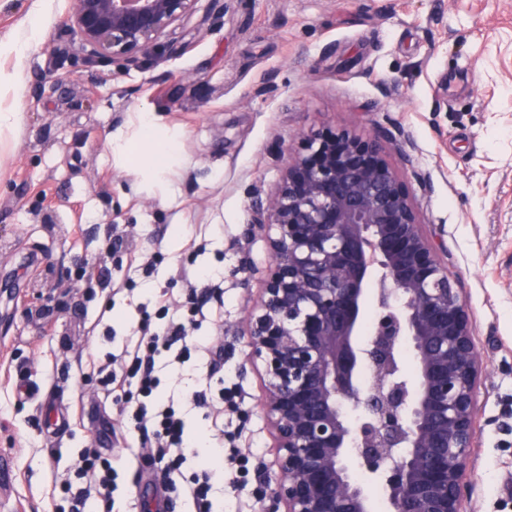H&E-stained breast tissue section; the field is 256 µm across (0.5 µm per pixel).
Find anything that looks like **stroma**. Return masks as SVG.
<instances>
[{"mask_svg": "<svg viewBox=\"0 0 512 512\" xmlns=\"http://www.w3.org/2000/svg\"><path fill=\"white\" fill-rule=\"evenodd\" d=\"M70 0H0V457L12 462L0 512H69L83 449L111 417L112 512H191L108 396L97 366L187 317L181 269L224 274V303L199 329L237 384L224 430L250 458L224 468L221 512H262L280 473L262 409L267 378L251 357L248 315L270 262L265 231L245 235L251 201L278 186L301 134H381L421 230L466 304L482 368L463 512H512V0H199L158 63L126 70L67 48ZM38 20L24 55L12 46ZM153 113L179 138L163 180L111 149ZM109 253L107 263L92 259ZM209 354L161 369L162 395L217 388ZM40 395H20V379ZM199 468L213 408L186 405Z\"/></svg>", "mask_w": 512, "mask_h": 512, "instance_id": "stroma-1", "label": "stroma"}]
</instances>
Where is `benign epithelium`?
Masks as SVG:
<instances>
[{"instance_id":"obj_1","label":"benign epithelium","mask_w":512,"mask_h":512,"mask_svg":"<svg viewBox=\"0 0 512 512\" xmlns=\"http://www.w3.org/2000/svg\"><path fill=\"white\" fill-rule=\"evenodd\" d=\"M197 0H71L70 45L127 68L161 60L171 27ZM246 234L275 231L254 358L269 377L264 409L277 441L284 512H369L351 480L355 453L385 478L394 512H461L475 437L479 354L454 281L420 230L377 135L300 136L277 190L253 206ZM381 314L363 336L368 284ZM416 369L403 377L397 346ZM352 404L362 420L351 422Z\"/></svg>"}]
</instances>
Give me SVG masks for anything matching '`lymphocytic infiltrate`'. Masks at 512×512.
<instances>
[{
  "instance_id": "lymphocytic-infiltrate-1",
  "label": "lymphocytic infiltrate",
  "mask_w": 512,
  "mask_h": 512,
  "mask_svg": "<svg viewBox=\"0 0 512 512\" xmlns=\"http://www.w3.org/2000/svg\"><path fill=\"white\" fill-rule=\"evenodd\" d=\"M168 356L171 364H185L191 357L183 323L172 321L159 331L142 338L123 358L110 359L100 367L105 389L120 387L124 393H135L139 401L131 414L134 431L150 437L146 453L164 465V476L171 492L189 498L193 512H215L212 499L214 481L220 472L205 468L186 483H179L181 468L187 460L190 441L185 421L173 405L156 396L160 380L154 374L155 363ZM84 484L73 495L74 512H96L98 503L112 499L111 462L102 460L98 449H87L82 469Z\"/></svg>"
}]
</instances>
